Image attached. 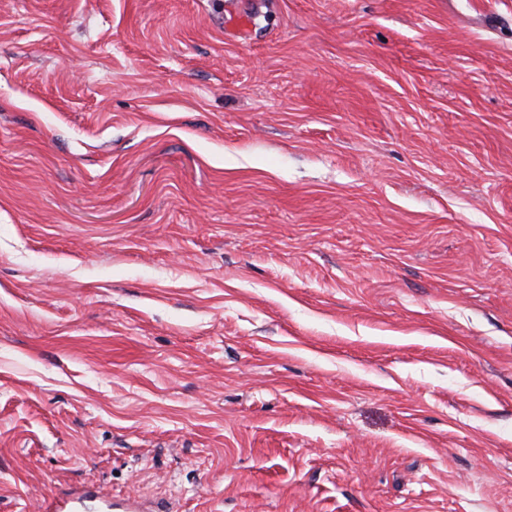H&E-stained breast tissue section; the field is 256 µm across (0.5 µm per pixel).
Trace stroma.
Listing matches in <instances>:
<instances>
[{
  "label": "stroma",
  "instance_id": "1",
  "mask_svg": "<svg viewBox=\"0 0 512 512\" xmlns=\"http://www.w3.org/2000/svg\"><path fill=\"white\" fill-rule=\"evenodd\" d=\"M512 512V0H0V512ZM168 512L165 508L127 499L112 502L99 490H87L71 500L59 499L55 512Z\"/></svg>",
  "mask_w": 512,
  "mask_h": 512
}]
</instances>
